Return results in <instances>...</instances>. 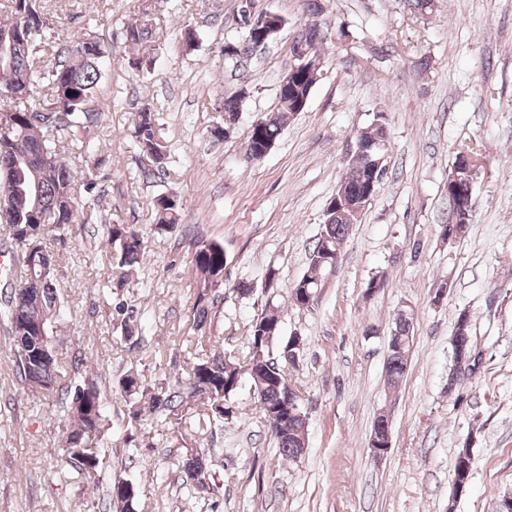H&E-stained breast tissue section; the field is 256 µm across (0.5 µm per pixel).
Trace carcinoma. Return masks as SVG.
I'll return each instance as SVG.
<instances>
[{"label":"carcinoma","mask_w":512,"mask_h":512,"mask_svg":"<svg viewBox=\"0 0 512 512\" xmlns=\"http://www.w3.org/2000/svg\"><path fill=\"white\" fill-rule=\"evenodd\" d=\"M42 0H0V10L10 14L11 21L0 23V47L11 48L0 61V111L7 113L0 124V225L13 245L14 267L24 278L20 288L0 291V321L7 324L15 349V371L21 381L48 396L57 397L65 418L64 454L61 467L83 475L86 486L99 487L109 424L106 401L98 380L87 375L81 379L61 381V361L56 338V324L62 317L63 301L56 279L51 242L56 233L76 223L84 206L77 202L74 184L77 171L61 153L78 155L85 166L84 192L87 206H95L100 196L94 194V159L92 134L100 127L102 113L90 107L94 89L101 81L103 63L110 50L86 55L78 48L86 40L61 37L49 23ZM300 35L312 47V55L322 57L320 24L305 26ZM152 37L151 25L134 20L126 25L124 44L133 55L131 65L137 69L150 60L142 54ZM310 80L299 76L288 96L279 98V108L259 121L258 132L247 136V158L254 161L262 148L272 146L295 113L293 104L310 95ZM244 95L228 97L219 108L224 112V125L211 129L217 139L232 131L241 112ZM41 120V134L32 129V121ZM139 153L146 161L141 167L145 179L166 173L167 151L159 138L156 113L145 107L131 129ZM368 143H388L385 119H373L357 134ZM367 158L349 169L340 185L347 204L326 216L327 223L316 238L309 255L308 272L294 285L313 294L318 288L317 272L334 266L336 248L341 246L349 230L361 215L356 210L365 198L372 179ZM155 216L154 230L163 234L173 230L180 220V203L163 202V197L150 199ZM471 214L463 221L442 225L443 239L462 237L469 227ZM104 236L112 246L110 271L121 289L127 272L144 258V235L136 224H110ZM191 265L197 276L194 331L196 347L205 353L190 364L187 377L174 382L147 380L135 371L124 375L119 388L128 405V419L142 426L146 417L161 414L177 431L194 427L199 430L221 426L232 413L228 402L238 389L243 376L256 383L252 372L268 378L256 403L264 426L278 445L279 454L291 461L304 452L301 442L307 429V416L301 398H292L296 389L289 383L285 367L296 362L298 339L278 343L281 324L277 315L265 309L251 325L248 354L243 359L228 354L224 346L213 340L209 304L211 293L224 286V248L216 242L193 244ZM116 322L130 341L137 337L138 313L125 302L115 305ZM279 345L278 358L270 357V349ZM411 343L389 349L386 377L395 388L407 370ZM475 349L468 344L464 355L454 357L458 378L472 373ZM465 447L456 450L453 461L454 484L471 479L472 462L462 467ZM184 484L202 492L216 489L204 454L197 448L187 449L178 462ZM105 512H141L140 489L133 482L114 478L102 499Z\"/></svg>","instance_id":"obj_1"}]
</instances>
